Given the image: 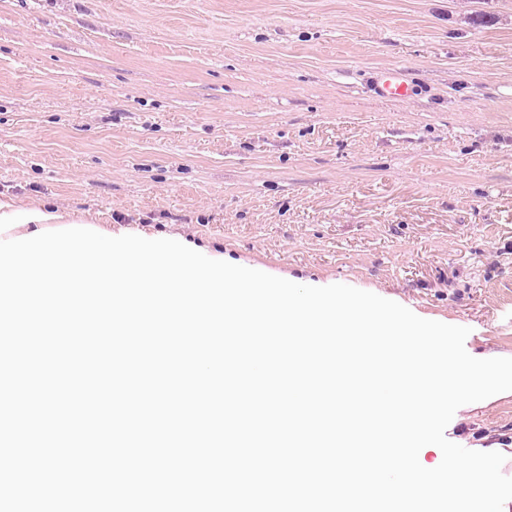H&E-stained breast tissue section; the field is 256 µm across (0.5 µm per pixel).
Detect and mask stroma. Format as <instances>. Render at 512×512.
I'll list each match as a JSON object with an SVG mask.
<instances>
[{
	"mask_svg": "<svg viewBox=\"0 0 512 512\" xmlns=\"http://www.w3.org/2000/svg\"><path fill=\"white\" fill-rule=\"evenodd\" d=\"M3 196L512 358V0H0ZM445 435L511 444L512 391ZM380 91L385 95L396 97H407L413 92V90L402 81L399 71L395 69L388 70L384 73Z\"/></svg>",
	"mask_w": 512,
	"mask_h": 512,
	"instance_id": "35a3bbf8",
	"label": "stroma"
}]
</instances>
